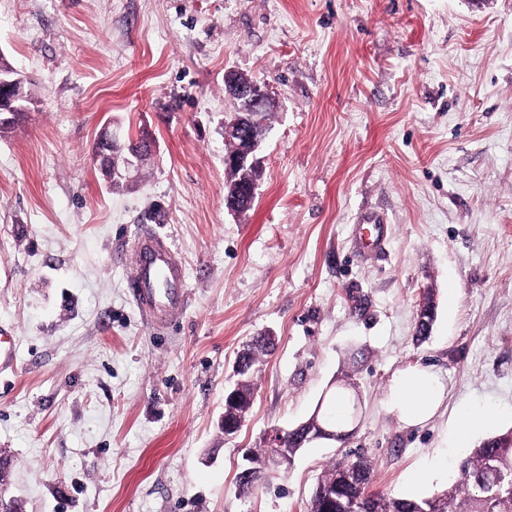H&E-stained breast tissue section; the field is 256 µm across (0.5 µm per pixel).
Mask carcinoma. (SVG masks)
Here are the masks:
<instances>
[{"label":"carcinoma","instance_id":"cac0c4a2","mask_svg":"<svg viewBox=\"0 0 512 512\" xmlns=\"http://www.w3.org/2000/svg\"><path fill=\"white\" fill-rule=\"evenodd\" d=\"M258 166L231 170L225 181V200L234 208L230 185L238 180L255 182ZM273 343L260 336L239 354V360L253 366ZM234 398L224 402V418L240 424L254 401L251 379L233 386ZM359 398L350 393V385L336 386L334 395L322 402L318 412L321 422L336 428L350 424ZM512 431L495 435L472 449L459 466V477L447 489L430 496H386L368 492L372 480L371 461L362 453H347L331 464L318 482L309 503V512H512ZM268 451L253 454L257 465L248 480L237 483L251 490L263 477V461Z\"/></svg>","mask_w":512,"mask_h":512}]
</instances>
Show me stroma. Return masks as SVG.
<instances>
[{"label": "stroma", "instance_id": "obj_1", "mask_svg": "<svg viewBox=\"0 0 512 512\" xmlns=\"http://www.w3.org/2000/svg\"><path fill=\"white\" fill-rule=\"evenodd\" d=\"M0 50L37 100L0 137V326L17 341L0 457L22 512H308L354 448L370 492L427 496L512 429V0H0ZM228 70L274 103L239 214L224 201ZM108 122L153 139L132 186L109 187L93 159ZM370 213L383 240L362 253ZM145 231L172 241L189 285L163 330L126 285ZM267 331L277 346L225 438L235 362ZM415 367L444 398L409 427L389 396ZM347 373L352 437L239 494L245 453ZM464 406L494 418L460 439Z\"/></svg>", "mask_w": 512, "mask_h": 512}]
</instances>
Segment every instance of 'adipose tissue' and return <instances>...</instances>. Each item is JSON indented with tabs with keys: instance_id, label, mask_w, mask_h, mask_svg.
<instances>
[{
	"instance_id": "1",
	"label": "adipose tissue",
	"mask_w": 512,
	"mask_h": 512,
	"mask_svg": "<svg viewBox=\"0 0 512 512\" xmlns=\"http://www.w3.org/2000/svg\"><path fill=\"white\" fill-rule=\"evenodd\" d=\"M442 400L443 389L435 374L415 368L396 379L390 404L403 423L419 426L436 413Z\"/></svg>"
}]
</instances>
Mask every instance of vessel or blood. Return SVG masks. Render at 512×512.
<instances>
[{
	"label": "vessel or blood",
	"instance_id": "b4317fda",
	"mask_svg": "<svg viewBox=\"0 0 512 512\" xmlns=\"http://www.w3.org/2000/svg\"><path fill=\"white\" fill-rule=\"evenodd\" d=\"M382 237L381 221L369 219L358 234L361 252L377 247ZM127 286L138 309L154 326L162 328L179 318L189 292L185 270L169 238L150 231L137 237Z\"/></svg>",
	"mask_w": 512,
	"mask_h": 512
}]
</instances>
